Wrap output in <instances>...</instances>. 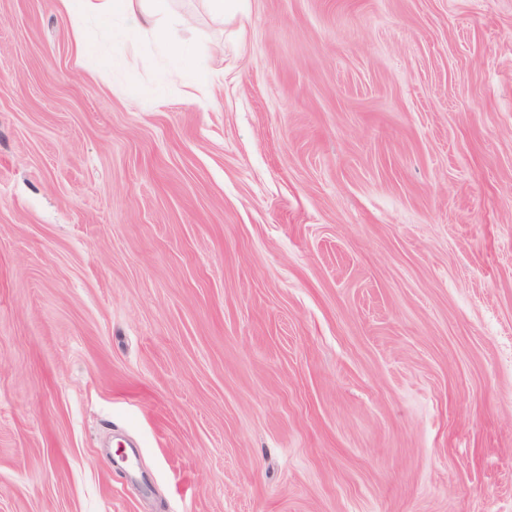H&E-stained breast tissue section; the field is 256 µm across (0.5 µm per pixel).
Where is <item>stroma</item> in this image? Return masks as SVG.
Returning a JSON list of instances; mask_svg holds the SVG:
<instances>
[{"mask_svg":"<svg viewBox=\"0 0 512 512\" xmlns=\"http://www.w3.org/2000/svg\"><path fill=\"white\" fill-rule=\"evenodd\" d=\"M166 12L0 0V512H512V0ZM93 0H56L60 11L66 13L72 22L75 40L80 49L87 53L92 47L95 35L85 24V15L97 10ZM134 0H114L113 12H119L125 18V36L127 40L136 38L144 31L150 30L160 43L174 56L186 59L181 46L173 45L167 36V30L163 27L155 15L144 9H136Z\"/></svg>","mask_w":512,"mask_h":512,"instance_id":"1","label":"stroma"}]
</instances>
